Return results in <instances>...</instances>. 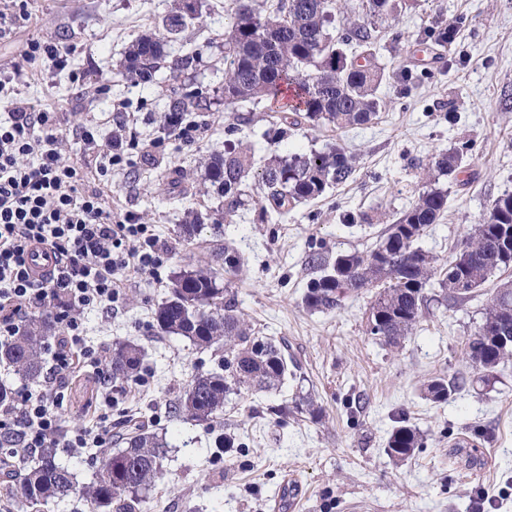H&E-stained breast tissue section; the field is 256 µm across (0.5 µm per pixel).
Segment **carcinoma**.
Wrapping results in <instances>:
<instances>
[{
  "label": "carcinoma",
  "mask_w": 512,
  "mask_h": 512,
  "mask_svg": "<svg viewBox=\"0 0 512 512\" xmlns=\"http://www.w3.org/2000/svg\"><path fill=\"white\" fill-rule=\"evenodd\" d=\"M417 0H361L358 15L345 17L331 28L335 13L350 9L347 0H277L263 15L255 0H230L231 28L224 37V104L239 101L278 100L287 87L297 104L293 126L308 123L336 129L363 126L380 112L384 84L397 83L403 93L424 76L411 68L389 71L378 61L380 25L416 5ZM187 4L172 8L162 19L163 33L134 40L117 64V74L132 83L150 82L165 61V47L183 39ZM463 14L450 22L438 21L424 31L419 44L432 49L438 63L466 24ZM196 55L187 54L171 67L177 84L159 123L170 132L174 120L207 109V92L181 80ZM469 150L463 142L428 163V186L409 209L386 225L373 248L365 253L310 254L313 277L302 302L306 309L327 313L342 308L349 298L371 294L368 335L383 347L397 348L429 315L430 304L441 299L465 302L478 295L495 272L512 271V192L495 198L488 216L473 225L444 264L420 246L429 228L438 223L448 204V191L437 187L442 176L452 174ZM255 164L252 149L214 151L201 168L202 183H210L224 196L226 213L243 204L242 189ZM357 169L355 156L337 146L323 151L292 153L269 158L261 170L264 198L262 214H288L301 204L324 196L328 189L347 182ZM209 260L173 273L167 296L157 304L154 321L159 334L179 336L199 348L217 353L216 368L196 374L170 407L169 414L186 423H211L224 414L230 397L278 390L295 377L296 364L286 343L276 344L255 336L239 309L236 295L223 283L221 272H237L242 255L229 244L209 243ZM52 325L44 318L29 319L18 335L0 342V363L28 380L39 378L43 353ZM464 358L470 366L490 376L512 359V282L494 289L482 323L467 336ZM141 349L127 342L112 344L105 362L112 381L143 380ZM462 381L436 377L424 385L426 399L445 403ZM121 442L126 447L97 455L99 473L81 484L76 474L60 464L46 449L38 462L15 474L4 489L18 512H31L50 499L77 495L92 512H143L149 491L163 476L168 443L148 425L127 418ZM214 456H243L244 444L224 433L215 440ZM422 447L420 433L398 421L386 442L385 454L404 462Z\"/></svg>",
  "instance_id": "carcinoma-1"
}]
</instances>
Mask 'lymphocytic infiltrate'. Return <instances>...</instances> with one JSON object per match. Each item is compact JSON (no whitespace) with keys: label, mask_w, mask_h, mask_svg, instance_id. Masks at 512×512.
<instances>
[{"label":"lymphocytic infiltrate","mask_w":512,"mask_h":512,"mask_svg":"<svg viewBox=\"0 0 512 512\" xmlns=\"http://www.w3.org/2000/svg\"><path fill=\"white\" fill-rule=\"evenodd\" d=\"M22 79L16 70L0 73V92L6 94L0 104L8 111L0 123V341L45 309L62 334L44 389L20 387L10 404L0 405V446L15 458L41 448L102 446L103 435L64 433L49 396L61 394L80 362L102 363L83 347L81 312L111 307L120 297L119 273L150 271L164 252L147 225L112 218L104 185L124 161L122 142L98 144L94 129L81 127L75 135L94 146L95 157L63 163L57 108H39L20 93L5 91ZM91 168L99 184L90 183ZM38 245L51 249L56 260L41 277L31 266Z\"/></svg>","instance_id":"lymphocytic-infiltrate-1"}]
</instances>
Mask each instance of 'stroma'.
<instances>
[{"label":"stroma","instance_id":"1","mask_svg":"<svg viewBox=\"0 0 512 512\" xmlns=\"http://www.w3.org/2000/svg\"><path fill=\"white\" fill-rule=\"evenodd\" d=\"M172 5L173 0H29L31 26L0 40V68L22 64L23 45L33 36L73 46L66 68L31 73L20 91L33 104L56 103L63 127H95L102 142L118 130L133 139L131 165L117 169L107 189L112 214L134 215L165 248L151 272L122 274L121 298L111 309L86 317L85 344L101 356H109L118 340L142 349L143 382L104 386L93 370L78 373L55 410L62 425L73 433L106 432L112 446L123 415L142 411L151 430L170 445L165 475L150 493L155 512H276L287 483L295 490L290 512H475L482 494L488 499L484 512H512V362L484 382L462 359L465 339L481 323L499 276L472 300L434 308L398 349L366 334L369 296L349 299L330 313L309 311L302 303L311 276L308 255L371 248L374 231L424 190L422 168L429 155L462 141L472 145L459 169L440 178L448 209L421 241L440 259L484 220L497 196L512 191V110L499 103L501 89L512 86V0H419L399 24L380 30L379 59L390 70L416 63L414 41L424 29L467 15L445 65L408 95L382 86L377 118L339 131L292 126L288 107L266 101L225 107L218 88L224 81L228 2L197 0L183 41L168 50L172 60L197 50L188 75L210 91L208 109L194 115L204 134L191 145L157 121L169 103V68L145 85L116 74L129 44L156 32ZM273 128L285 129V137L267 139ZM247 143L261 160L339 145L357 156L358 166L347 183L277 223L262 220L261 179L251 171L243 206L229 222L213 226L224 199L216 187L201 185L199 160ZM191 211L206 218L199 240L219 236L239 249L243 266L225 275V282L252 326L285 340L299 366L297 380L281 392L230 402L223 418L209 425L170 418L166 407L192 376L212 368L213 350L160 335L153 326V310L167 295L174 271L203 255L176 233ZM436 376H462L466 382L439 405L421 391ZM301 390L312 393L319 414L293 409ZM279 404L289 407L285 419L253 413L254 407ZM399 414L424 446L397 464L384 447ZM227 430L247 443L248 456L211 461L216 434ZM476 430L483 435L475 442L484 463L472 469L455 443L471 440Z\"/></svg>","mask_w":512,"mask_h":512}]
</instances>
